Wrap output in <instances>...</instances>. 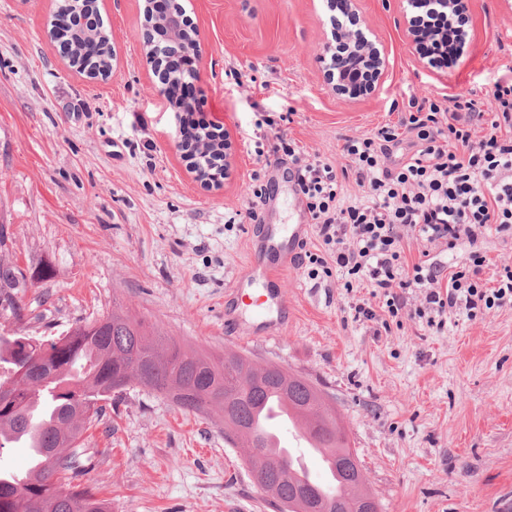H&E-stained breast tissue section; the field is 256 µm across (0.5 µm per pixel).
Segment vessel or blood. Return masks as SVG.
Returning <instances> with one entry per match:
<instances>
[{"label": "vessel or blood", "instance_id": "b4317fda", "mask_svg": "<svg viewBox=\"0 0 512 512\" xmlns=\"http://www.w3.org/2000/svg\"><path fill=\"white\" fill-rule=\"evenodd\" d=\"M295 219L288 228L270 224L264 235H249L248 260L235 279V285L225 295L226 301L243 306L251 289L258 288L262 296L255 302L253 328L268 335L277 334L288 322V297L282 287V275L292 268L294 258L308 236V215L300 195H293ZM255 433L268 446L291 444L287 455L295 463L297 478L311 481L307 459L315 451L314 441L302 430L288 403L275 396L266 401L255 423Z\"/></svg>", "mask_w": 512, "mask_h": 512}]
</instances>
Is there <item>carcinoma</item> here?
<instances>
[{
  "label": "carcinoma",
  "mask_w": 512,
  "mask_h": 512,
  "mask_svg": "<svg viewBox=\"0 0 512 512\" xmlns=\"http://www.w3.org/2000/svg\"><path fill=\"white\" fill-rule=\"evenodd\" d=\"M81 10L98 15L97 0H58L57 13ZM54 39L68 45L71 67L87 77L112 71L110 32L102 20L81 28L52 31ZM102 47L90 59L84 54L87 41ZM184 75L170 71L163 90L171 107L179 104ZM186 138L195 144V166L202 171L220 157L221 139L202 125L185 126ZM51 275L43 266L38 276H27L19 267L0 260V309L22 317L17 299L20 289ZM170 399L179 409L195 415L224 411L230 405L240 434L224 426V437L235 444L246 440L247 463L253 483L271 491V503L290 501L303 492L316 502V512H355V507L322 493L317 487L292 477L289 468L270 451H262L253 435V411L271 394L288 399L303 428L320 442L321 452L332 459L335 471L348 482L351 448L347 435L336 427L335 411L321 398V391L299 375L285 378L271 365L252 368L247 358L226 366L210 357L185 351L165 334L147 330L145 322L121 309L93 319L80 320L57 337H0V389L7 388L10 407L0 409V452L11 447L15 435L24 439L39 432L44 455L40 472L22 485L0 470V512H110L109 503L82 483L89 466L79 441L83 432L100 422L104 401L123 392L130 382Z\"/></svg>",
  "instance_id": "cac0c4a2"
}]
</instances>
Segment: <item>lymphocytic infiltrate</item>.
Masks as SVG:
<instances>
[{"label": "lymphocytic infiltrate", "instance_id": "f902f5d3", "mask_svg": "<svg viewBox=\"0 0 512 512\" xmlns=\"http://www.w3.org/2000/svg\"><path fill=\"white\" fill-rule=\"evenodd\" d=\"M464 7L417 5L410 23L415 49L436 67L459 59L466 32ZM488 102L468 95L411 98L397 123L345 137V166L311 159L294 142L278 139L268 154L289 163L292 177L325 252H304L299 262L311 277L345 273L346 288L367 285L381 294L389 318L409 315L440 327L446 315L468 318L512 302V266L500 269L495 286L478 278L483 253L466 268L448 269L431 256L433 246L456 248L480 237L512 234V82L497 83ZM414 152L395 160L404 138ZM358 197H347L346 178ZM425 242L416 262H407L403 241Z\"/></svg>", "mask_w": 512, "mask_h": 512}]
</instances>
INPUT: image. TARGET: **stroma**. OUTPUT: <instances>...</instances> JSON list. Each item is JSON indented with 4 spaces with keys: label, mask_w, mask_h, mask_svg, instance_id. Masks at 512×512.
Instances as JSON below:
<instances>
[{
    "label": "stroma",
    "mask_w": 512,
    "mask_h": 512,
    "mask_svg": "<svg viewBox=\"0 0 512 512\" xmlns=\"http://www.w3.org/2000/svg\"><path fill=\"white\" fill-rule=\"evenodd\" d=\"M200 33L196 96L230 145L222 186L197 181L176 144L174 114L143 59L144 0H101L112 72L71 68L49 36L56 0H0V259L50 279L25 290L22 320L0 335L57 336L122 307L185 350L238 352L308 377L332 400L381 512H512V304L442 330L403 318L383 327L352 307L382 301L335 273L284 276L288 324L275 338L224 325V294L248 259L253 175L276 135L339 162L344 137L396 123L410 96L484 99L512 80V0H465L459 64L436 69L414 50L400 0H357L386 54L372 92L338 93L319 59L331 39L326 0H181ZM493 282L512 265V237L488 235L431 254L462 266L471 250ZM81 446L85 476L112 512H271L242 445L220 414L183 412L129 384Z\"/></svg>",
    "instance_id": "35a3bbf8"
}]
</instances>
